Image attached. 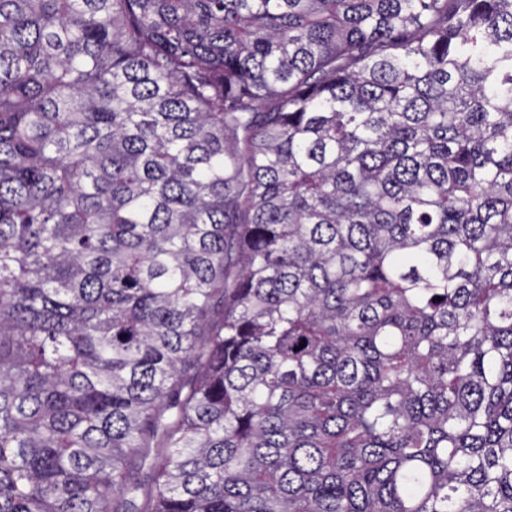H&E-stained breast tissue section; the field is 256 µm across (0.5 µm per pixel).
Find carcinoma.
<instances>
[{
  "mask_svg": "<svg viewBox=\"0 0 512 512\" xmlns=\"http://www.w3.org/2000/svg\"><path fill=\"white\" fill-rule=\"evenodd\" d=\"M0 512H512V0H0Z\"/></svg>",
  "mask_w": 512,
  "mask_h": 512,
  "instance_id": "carcinoma-1",
  "label": "carcinoma"
}]
</instances>
